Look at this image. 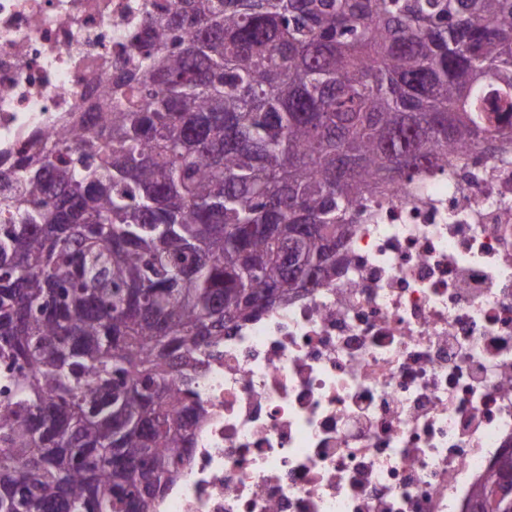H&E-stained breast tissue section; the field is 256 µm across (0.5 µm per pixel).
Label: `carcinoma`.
Masks as SVG:
<instances>
[{
	"label": "carcinoma",
	"instance_id": "obj_1",
	"mask_svg": "<svg viewBox=\"0 0 512 512\" xmlns=\"http://www.w3.org/2000/svg\"><path fill=\"white\" fill-rule=\"evenodd\" d=\"M105 94L0 171V512L167 491L224 330L335 277L387 184L512 140V0H177Z\"/></svg>",
	"mask_w": 512,
	"mask_h": 512
}]
</instances>
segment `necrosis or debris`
<instances>
[{
    "label": "necrosis or debris",
    "instance_id": "1",
    "mask_svg": "<svg viewBox=\"0 0 512 512\" xmlns=\"http://www.w3.org/2000/svg\"><path fill=\"white\" fill-rule=\"evenodd\" d=\"M175 0H0V163L88 112ZM386 191L345 268L225 333L158 512H469L512 449V142Z\"/></svg>",
    "mask_w": 512,
    "mask_h": 512
}]
</instances>
